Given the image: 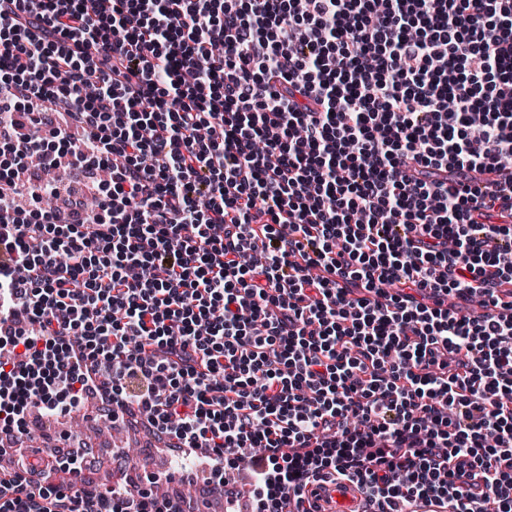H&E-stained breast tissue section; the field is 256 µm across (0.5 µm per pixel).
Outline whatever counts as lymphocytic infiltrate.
I'll return each mask as SVG.
<instances>
[{"mask_svg":"<svg viewBox=\"0 0 512 512\" xmlns=\"http://www.w3.org/2000/svg\"><path fill=\"white\" fill-rule=\"evenodd\" d=\"M505 284L512 0H0L1 446L95 398L254 512H512ZM52 467L0 512H201ZM310 492H313L311 495ZM311 512H366L357 485L341 479L319 481L309 488Z\"/></svg>","mask_w":512,"mask_h":512,"instance_id":"f902f5d3","label":"lymphocytic infiltrate"}]
</instances>
